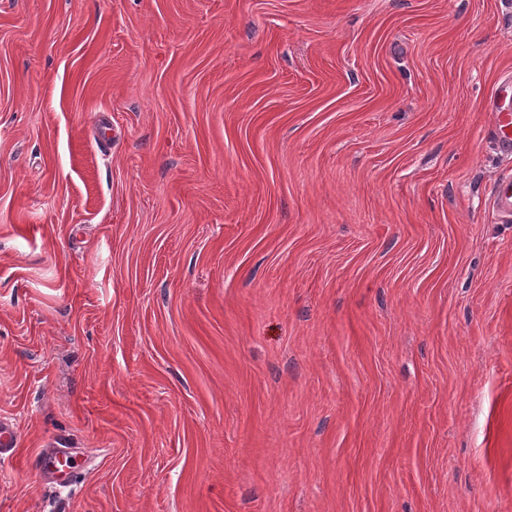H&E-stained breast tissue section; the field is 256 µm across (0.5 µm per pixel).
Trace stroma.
Masks as SVG:
<instances>
[{"instance_id": "stroma-1", "label": "stroma", "mask_w": 512, "mask_h": 512, "mask_svg": "<svg viewBox=\"0 0 512 512\" xmlns=\"http://www.w3.org/2000/svg\"><path fill=\"white\" fill-rule=\"evenodd\" d=\"M510 77L512 0H0V512H512ZM495 143L500 153L512 154V113L495 112ZM494 206L503 217H512V177H501L494 185Z\"/></svg>"}]
</instances>
